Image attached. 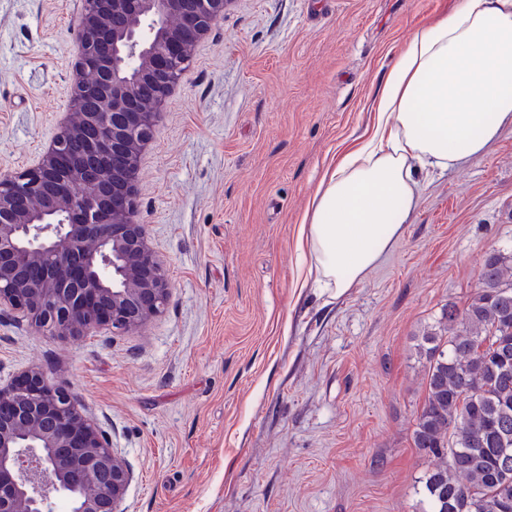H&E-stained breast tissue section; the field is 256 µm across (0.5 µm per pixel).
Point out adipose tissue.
<instances>
[{"label": "adipose tissue", "instance_id": "ef3b65f1", "mask_svg": "<svg viewBox=\"0 0 512 512\" xmlns=\"http://www.w3.org/2000/svg\"><path fill=\"white\" fill-rule=\"evenodd\" d=\"M512 127V0H456L415 28L380 85L370 129L322 175L298 248L320 293L340 296L399 239L421 168L482 153Z\"/></svg>", "mask_w": 512, "mask_h": 512}]
</instances>
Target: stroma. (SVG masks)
I'll return each mask as SVG.
<instances>
[{"label": "stroma", "mask_w": 512, "mask_h": 512, "mask_svg": "<svg viewBox=\"0 0 512 512\" xmlns=\"http://www.w3.org/2000/svg\"><path fill=\"white\" fill-rule=\"evenodd\" d=\"M451 4L229 0L139 169L164 311L55 340L0 314V384L37 366L81 396L133 474L123 512H425L419 344L512 250V128L422 173L401 237L340 297L304 285L297 229L398 49ZM81 8L0 0V174L36 163L68 113Z\"/></svg>", "instance_id": "obj_1"}]
</instances>
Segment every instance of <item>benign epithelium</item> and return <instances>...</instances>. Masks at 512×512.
Returning a JSON list of instances; mask_svg holds the SVG:
<instances>
[{
    "mask_svg": "<svg viewBox=\"0 0 512 512\" xmlns=\"http://www.w3.org/2000/svg\"><path fill=\"white\" fill-rule=\"evenodd\" d=\"M229 0H82L69 117L38 161L0 175V311L53 340L126 334L170 281L136 220L141 156ZM132 474L78 397L39 367L0 385V512H122Z\"/></svg>",
    "mask_w": 512,
    "mask_h": 512,
    "instance_id": "obj_1",
    "label": "benign epithelium"
}]
</instances>
